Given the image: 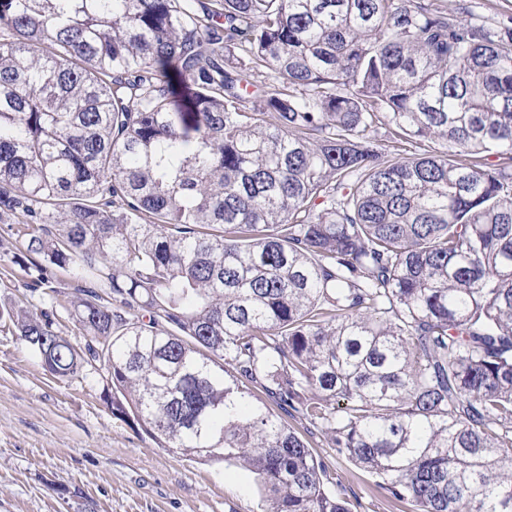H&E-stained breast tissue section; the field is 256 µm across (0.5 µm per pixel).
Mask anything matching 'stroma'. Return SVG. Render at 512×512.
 <instances>
[{
	"instance_id": "35a3bbf8",
	"label": "stroma",
	"mask_w": 512,
	"mask_h": 512,
	"mask_svg": "<svg viewBox=\"0 0 512 512\" xmlns=\"http://www.w3.org/2000/svg\"><path fill=\"white\" fill-rule=\"evenodd\" d=\"M434 4L451 15L467 9L493 29L512 27V0ZM26 229L22 212H0V306L51 313L61 336L83 343L65 309L78 293L71 272L57 271V299L31 288L21 263ZM106 386L102 370L51 376L0 328V512H266L248 471L162 448L142 426L113 416ZM310 443L326 468V489L351 512H409L329 441Z\"/></svg>"
}]
</instances>
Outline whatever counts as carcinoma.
<instances>
[{
  "label": "carcinoma",
  "instance_id": "cac0c4a2",
  "mask_svg": "<svg viewBox=\"0 0 512 512\" xmlns=\"http://www.w3.org/2000/svg\"><path fill=\"white\" fill-rule=\"evenodd\" d=\"M440 142L392 158L375 139ZM512 29L425 0H0V210L110 290L0 322L112 414L351 512L286 415L411 512H512ZM135 311L125 318L112 302Z\"/></svg>",
  "mask_w": 512,
  "mask_h": 512
}]
</instances>
